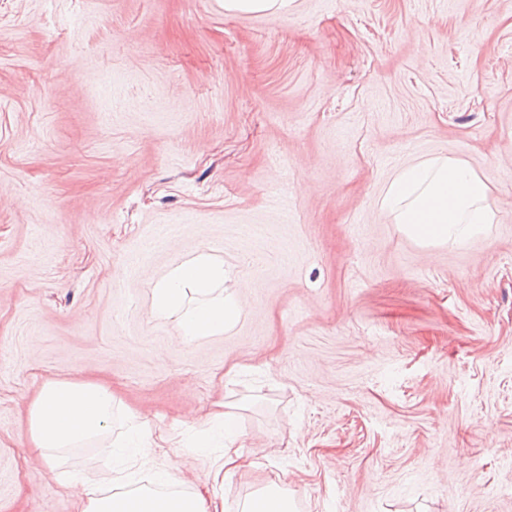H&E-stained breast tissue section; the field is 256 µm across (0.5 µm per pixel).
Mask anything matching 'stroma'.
<instances>
[{
  "mask_svg": "<svg viewBox=\"0 0 512 512\" xmlns=\"http://www.w3.org/2000/svg\"><path fill=\"white\" fill-rule=\"evenodd\" d=\"M445 154L491 182L462 245L378 199ZM223 258L243 313L186 340L149 286ZM171 434L186 491L241 512H512V0H0V512H78L105 438L46 466V379ZM234 404L239 465L185 443ZM294 0H224L228 12H288ZM244 512H286V500L278 488H266L250 498L244 505Z\"/></svg>",
  "mask_w": 512,
  "mask_h": 512,
  "instance_id": "obj_1",
  "label": "stroma"
}]
</instances>
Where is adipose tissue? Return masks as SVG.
Returning <instances> with one entry per match:
<instances>
[{"label": "adipose tissue", "instance_id": "obj_1", "mask_svg": "<svg viewBox=\"0 0 512 512\" xmlns=\"http://www.w3.org/2000/svg\"><path fill=\"white\" fill-rule=\"evenodd\" d=\"M488 179L460 157L436 155L398 171L379 206L400 232L424 247L464 243L482 234L495 214L488 203ZM231 270L207 250L184 254L151 287V314L176 318L185 338L223 332L240 317L236 293L226 291ZM112 393L94 382L45 380L29 407L30 445L47 466L55 454L105 435L112 417ZM167 442L142 424L131 425L112 451L121 470L151 464L149 485L105 494L83 483L81 512H223L216 498L180 493L170 465L157 459Z\"/></svg>", "mask_w": 512, "mask_h": 512}]
</instances>
